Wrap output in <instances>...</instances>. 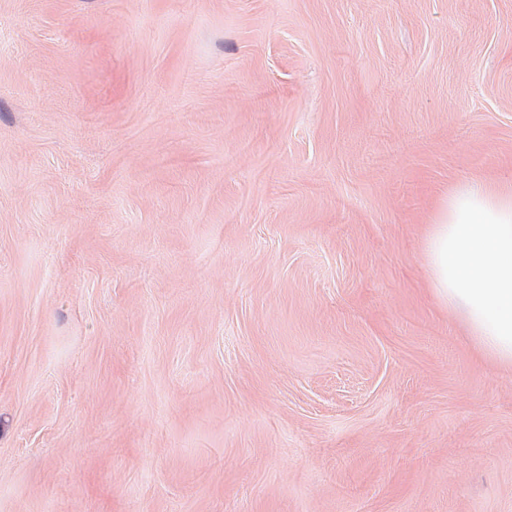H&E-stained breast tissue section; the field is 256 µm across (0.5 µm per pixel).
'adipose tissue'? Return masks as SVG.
Here are the masks:
<instances>
[{"label":"adipose tissue","instance_id":"1","mask_svg":"<svg viewBox=\"0 0 512 512\" xmlns=\"http://www.w3.org/2000/svg\"><path fill=\"white\" fill-rule=\"evenodd\" d=\"M430 291L461 313L479 355L512 370V184L449 188L423 242Z\"/></svg>","mask_w":512,"mask_h":512}]
</instances>
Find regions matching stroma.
I'll use <instances>...</instances> for the list:
<instances>
[{
	"instance_id": "1",
	"label": "stroma",
	"mask_w": 512,
	"mask_h": 512,
	"mask_svg": "<svg viewBox=\"0 0 512 512\" xmlns=\"http://www.w3.org/2000/svg\"><path fill=\"white\" fill-rule=\"evenodd\" d=\"M468 180L512 0H0V512H512ZM430 291L461 313L479 355L512 370V184L448 189L423 242Z\"/></svg>"
}]
</instances>
